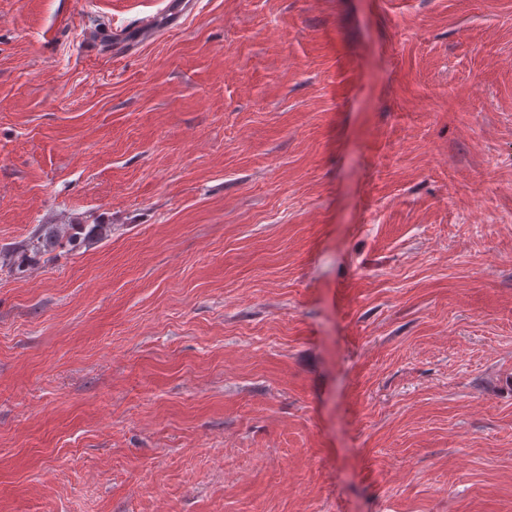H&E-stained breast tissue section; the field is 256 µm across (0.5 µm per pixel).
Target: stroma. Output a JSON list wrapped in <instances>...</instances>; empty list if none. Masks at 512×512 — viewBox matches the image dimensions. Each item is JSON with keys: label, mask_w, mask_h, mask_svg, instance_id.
Returning <instances> with one entry per match:
<instances>
[{"label": "stroma", "mask_w": 512, "mask_h": 512, "mask_svg": "<svg viewBox=\"0 0 512 512\" xmlns=\"http://www.w3.org/2000/svg\"><path fill=\"white\" fill-rule=\"evenodd\" d=\"M46 224L0 512H512V0H0Z\"/></svg>", "instance_id": "obj_1"}]
</instances>
